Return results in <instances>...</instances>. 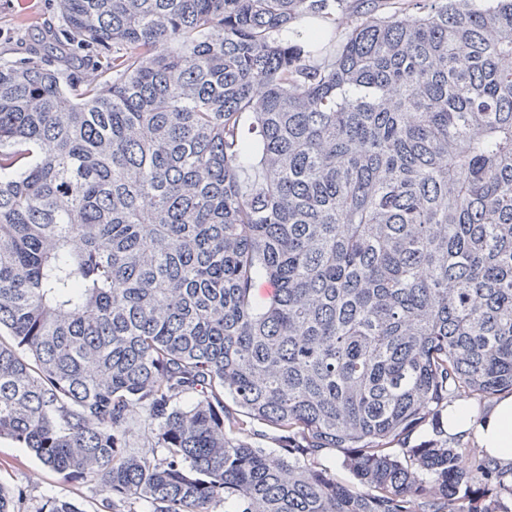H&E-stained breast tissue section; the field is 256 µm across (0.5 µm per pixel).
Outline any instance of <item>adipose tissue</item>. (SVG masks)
Here are the masks:
<instances>
[{
    "mask_svg": "<svg viewBox=\"0 0 512 512\" xmlns=\"http://www.w3.org/2000/svg\"><path fill=\"white\" fill-rule=\"evenodd\" d=\"M444 428L449 436L474 438L500 466H512V394L501 395L487 409L456 400L448 406Z\"/></svg>",
    "mask_w": 512,
    "mask_h": 512,
    "instance_id": "obj_1",
    "label": "adipose tissue"
}]
</instances>
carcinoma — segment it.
<instances>
[{
	"instance_id": "1",
	"label": "carcinoma",
	"mask_w": 512,
	"mask_h": 512,
	"mask_svg": "<svg viewBox=\"0 0 512 512\" xmlns=\"http://www.w3.org/2000/svg\"><path fill=\"white\" fill-rule=\"evenodd\" d=\"M56 2L0 64V437L109 512H512L410 446L512 393V0Z\"/></svg>"
}]
</instances>
